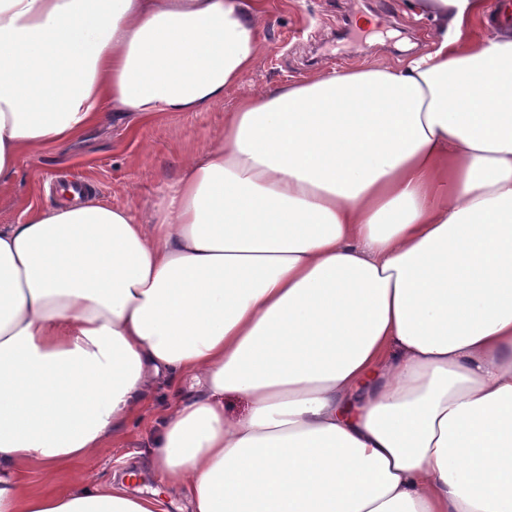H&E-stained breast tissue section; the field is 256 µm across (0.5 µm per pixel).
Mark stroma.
<instances>
[{"label": "stroma", "mask_w": 512, "mask_h": 512, "mask_svg": "<svg viewBox=\"0 0 512 512\" xmlns=\"http://www.w3.org/2000/svg\"><path fill=\"white\" fill-rule=\"evenodd\" d=\"M433 27L429 19L406 13L402 0H269L263 50L222 101L203 112L168 113L134 139L116 124L89 130L68 150L21 158L9 190L0 193V225L23 223L33 207L53 208L55 185L74 175L94 185L96 199L131 206L142 223H150L180 177L184 158L223 135L224 114L241 99L317 71L401 64L429 49ZM172 398L167 387L151 388L138 415L94 455L61 468L49 481L38 465H29L25 483L37 493H58L72 489L74 474L85 472L96 486L110 488L121 462L145 461L160 410Z\"/></svg>", "instance_id": "obj_1"}]
</instances>
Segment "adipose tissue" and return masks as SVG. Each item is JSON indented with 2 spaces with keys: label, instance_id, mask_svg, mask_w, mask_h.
<instances>
[{
  "label": "adipose tissue",
  "instance_id": "adipose-tissue-1",
  "mask_svg": "<svg viewBox=\"0 0 512 512\" xmlns=\"http://www.w3.org/2000/svg\"><path fill=\"white\" fill-rule=\"evenodd\" d=\"M401 65L263 89L152 223L74 198L0 226V512H512V32L487 0ZM266 0H0V185L18 160L202 112ZM162 491L46 477L156 385ZM237 395L246 413L231 417Z\"/></svg>",
  "mask_w": 512,
  "mask_h": 512
}]
</instances>
